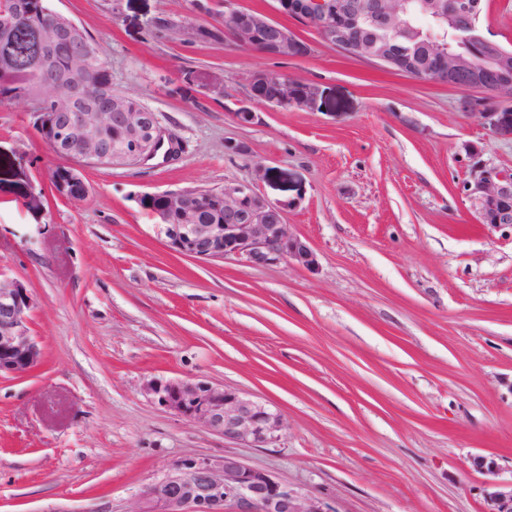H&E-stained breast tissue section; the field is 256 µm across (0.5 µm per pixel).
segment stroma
I'll return each instance as SVG.
<instances>
[{"label":"stroma","instance_id":"obj_1","mask_svg":"<svg viewBox=\"0 0 512 512\" xmlns=\"http://www.w3.org/2000/svg\"><path fill=\"white\" fill-rule=\"evenodd\" d=\"M206 2L50 0L177 157L84 168L72 202L29 105L0 102V278L30 291L43 352L0 376V512H141L144 487L193 454L235 455L332 512H481L490 478L472 456L512 481V227L479 223L463 185L475 165L512 168V103L350 57L291 19L309 51L290 60L159 28L211 27L224 0ZM482 7L483 33L512 47V0ZM258 71L316 83V103H256L239 125ZM258 166L317 270L175 254L137 202ZM154 378L265 402L281 438L211 434L153 405Z\"/></svg>","mask_w":512,"mask_h":512}]
</instances>
